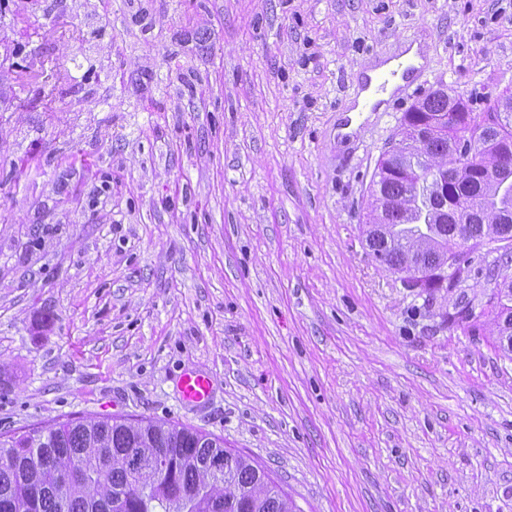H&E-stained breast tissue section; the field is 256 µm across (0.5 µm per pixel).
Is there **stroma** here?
Here are the masks:
<instances>
[{
	"instance_id": "obj_1",
	"label": "stroma",
	"mask_w": 512,
	"mask_h": 512,
	"mask_svg": "<svg viewBox=\"0 0 512 512\" xmlns=\"http://www.w3.org/2000/svg\"><path fill=\"white\" fill-rule=\"evenodd\" d=\"M425 63L350 135L359 69ZM512 89V0H0V434L142 417L222 438L298 512H512L492 286L363 241L400 119ZM212 381L182 400L183 373ZM404 49L405 52L398 58L391 59L388 61H385V59L380 60L374 62L372 65H370L364 70L361 69L362 74L360 76V81L364 82L366 78H371L372 80H374V78L380 73L396 68L398 63L400 62L410 63L411 65L417 68L421 67L425 63L417 43H414L411 46L406 45L403 48V50Z\"/></svg>"
}]
</instances>
